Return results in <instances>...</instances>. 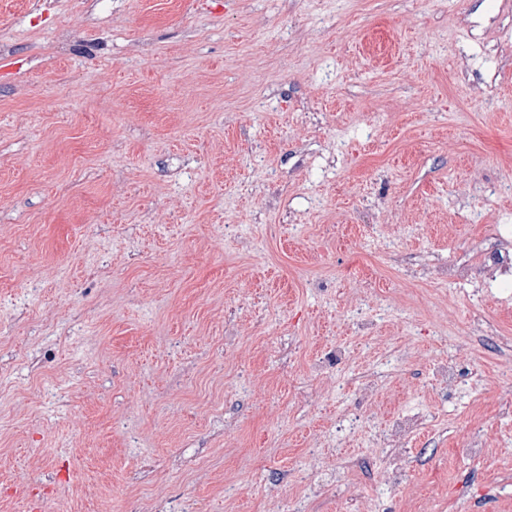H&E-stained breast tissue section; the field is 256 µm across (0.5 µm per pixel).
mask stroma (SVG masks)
<instances>
[{"mask_svg":"<svg viewBox=\"0 0 512 512\" xmlns=\"http://www.w3.org/2000/svg\"><path fill=\"white\" fill-rule=\"evenodd\" d=\"M511 232L512 0H0V512H512ZM511 240L503 238L501 243L494 249H491L487 255L486 265L484 270L492 273L497 269H505L512 263Z\"/></svg>","mask_w":512,"mask_h":512,"instance_id":"stroma-1","label":"stroma"}]
</instances>
